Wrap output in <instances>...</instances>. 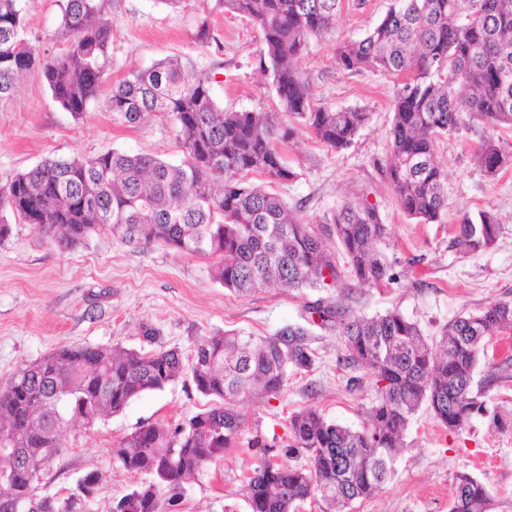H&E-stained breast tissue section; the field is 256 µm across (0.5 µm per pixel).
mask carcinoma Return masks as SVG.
<instances>
[{
  "label": "carcinoma",
  "mask_w": 512,
  "mask_h": 512,
  "mask_svg": "<svg viewBox=\"0 0 512 512\" xmlns=\"http://www.w3.org/2000/svg\"><path fill=\"white\" fill-rule=\"evenodd\" d=\"M23 2L0 0V100L37 67L54 100L79 119L97 100L111 63V0H63V48L46 58L26 38ZM219 3L259 29L260 68L272 78L278 111H226L206 77L175 58L159 61L113 84L107 108L131 125L170 116L180 163L118 150L47 159L0 187V213L33 225L61 249L104 225L129 247L162 243L213 258L212 279L238 296L267 287L334 288L336 299L307 302L303 322L271 336H203L188 361L174 349L66 345L19 369L0 386V437L14 448L10 475L0 463V512L17 499L42 500L45 471L63 452V429L90 427L185 377L211 404L173 427L141 426L112 448L125 470L144 479L107 510L180 512L179 481L239 442L240 401L275 398L291 375L313 368L318 329L341 340L338 362L353 372L346 388L360 387L363 377L355 372L367 370L375 397L358 427L312 407L292 412L285 455L305 454L309 464L262 460L245 485L250 512H291L310 497L322 501L323 512H348L382 488L419 411L459 432L485 410L474 372L488 343L512 332L511 301L460 315L435 337L396 308L357 317L350 308L357 289L398 277L377 249L387 234L377 208L344 202L316 227L300 207L247 180L294 178L279 145L302 127L339 150L365 122L364 112L314 107L299 67L309 39L335 26L342 0ZM336 62L348 72L397 78L391 148L378 170L406 216L439 224L447 211L446 178L435 156L439 136L478 123L485 129L475 153L483 172L495 176L512 163L494 136L499 127L512 128V0H396L363 38L336 46ZM499 231L491 212L465 214L454 245L483 252ZM493 509L483 483L456 476L449 512Z\"/></svg>",
  "instance_id": "obj_1"
}]
</instances>
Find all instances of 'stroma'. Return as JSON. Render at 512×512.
<instances>
[{"label": "stroma", "mask_w": 512, "mask_h": 512, "mask_svg": "<svg viewBox=\"0 0 512 512\" xmlns=\"http://www.w3.org/2000/svg\"><path fill=\"white\" fill-rule=\"evenodd\" d=\"M391 3L343 0L334 29L310 40L301 69L312 103L357 109L368 118L353 143L339 151L311 131L300 132L282 148L295 176L275 190L289 205L300 206L304 220L314 225L345 201L376 205L387 226L380 249L399 278L359 289L353 311L371 316L396 308L432 336L458 314L512 300V165L494 177L476 165L481 126L443 135L436 144V160L447 178L443 223L419 224L400 210L376 168L388 154L395 82L379 71L342 70L335 58L337 43L362 38ZM111 11L112 66L106 83L175 56L208 79L214 100L225 109L275 110L271 79L259 70V30L217 0H182L175 9L154 0H112ZM60 16L59 0H24L26 35L38 53L60 51ZM204 21L211 35L206 46L197 38ZM112 149L172 162L182 158L169 116L156 114L129 125L99 100L82 119H74L54 101L36 69L12 97L0 100V186L49 158L92 157ZM480 210L497 216L498 240L488 251L462 253L452 244L453 228L463 214ZM10 229L0 242V385L26 364L70 344L143 351L161 346L188 358L200 337L216 332L270 336L301 321L305 303L317 295L263 288L237 298L210 277V259L160 243L129 248L104 228L69 250L58 249L32 225L14 220ZM147 327L157 330L156 340L144 337ZM316 348L313 369L292 375L279 398L239 404L244 427L237 447L184 482L180 512H250L246 477L260 459L283 461L281 438L295 410L312 407L340 423L361 424L375 396L371 384L347 390L336 334H323ZM485 401L486 414L460 433L419 412L383 489L355 501L350 512H448L460 471L486 486L494 512H512V380L489 387ZM205 403L190 382L179 380L142 394L91 428L64 431V452L45 474L44 492L64 493L96 471L102 480L88 512H104L142 480L113 457L114 444L145 424L184 422Z\"/></svg>", "instance_id": "obj_1"}]
</instances>
